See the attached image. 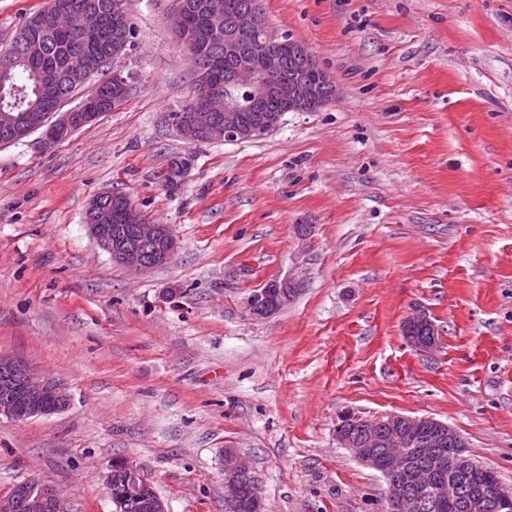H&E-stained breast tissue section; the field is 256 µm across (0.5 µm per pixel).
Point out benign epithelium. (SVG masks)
<instances>
[{
    "label": "benign epithelium",
    "mask_w": 512,
    "mask_h": 512,
    "mask_svg": "<svg viewBox=\"0 0 512 512\" xmlns=\"http://www.w3.org/2000/svg\"><path fill=\"white\" fill-rule=\"evenodd\" d=\"M201 15L207 21L198 29L199 37L211 38L208 23L224 17V0H203ZM191 16L189 2L178 0L174 14V31L181 33ZM126 13L117 8L112 20L94 9H85L70 19V34L86 38L90 32L95 39L109 36V23L119 25L125 21ZM134 39L132 28L125 30L124 36L112 43V61L124 57L131 50ZM193 63L194 91L198 101L194 112L172 116L171 123L182 139L190 143L211 141H238L262 136L276 128L282 117L281 112H269L257 121H250L247 112L255 111V105L274 97L288 105L290 112H315L328 104V98L337 97L338 88L332 77L322 69L311 48L291 38H278L267 29L262 15L261 4L248 11L233 16L230 29L224 31V91L214 87L208 78L201 76L202 60L198 52L187 48ZM286 55L297 66L299 75L284 79L275 69V55ZM70 69L77 75L75 88L84 91L85 98L77 106L65 111L64 101H59L50 111L24 118L22 115L0 114V127L9 131L19 129L18 139L22 140L35 132H41L47 144H54L71 137L76 131L96 122L105 111L103 103L118 104L131 90L132 77L118 67H112L110 81L92 82L97 69L73 59ZM122 208L125 220L132 225L133 233L127 232L119 224H112L109 203ZM86 225L91 236L112 257V260L129 271L145 273L166 266L173 260L179 242L172 228L167 224H155L136 206L104 189L92 199L86 213ZM151 242L156 246L154 261L141 260L140 247ZM305 280L297 272L268 281L264 288L250 293L244 301V311L252 320L265 319L277 312L266 305V300L278 296L281 305L292 302L304 287ZM428 326L432 336L438 330L424 311H415L404 322L405 336L418 348L413 331ZM69 403L66 388L49 377L40 376L23 362L0 355V416L13 421H25L41 415H49L65 409ZM431 423L433 436L424 440L423 455L429 466L417 468L410 464L400 451L401 431L414 429L424 423ZM385 424L391 431L373 439L387 450L389 465L383 469L387 474L388 499L402 512H416L417 501L403 494L404 484L416 483L430 488L438 482L436 473L442 469L448 472L469 473L474 463L463 455L465 444L456 430L448 424L427 417H412L390 414ZM454 448L443 452L444 442ZM340 445L348 449L363 464L377 469L379 464L365 449L356 447L349 439ZM125 476L141 486H150L142 467L129 458L119 460ZM252 468L242 457L234 459L224 476V501L226 512H235L242 485L241 478L251 475ZM488 498L491 512H512V495L497 488L482 491ZM0 512H64L59 491L35 478L16 484L12 491L0 498Z\"/></svg>",
    "instance_id": "benign-epithelium-1"
}]
</instances>
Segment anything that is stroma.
<instances>
[{"instance_id":"stroma-1","label":"stroma","mask_w":512,"mask_h":512,"mask_svg":"<svg viewBox=\"0 0 512 512\" xmlns=\"http://www.w3.org/2000/svg\"><path fill=\"white\" fill-rule=\"evenodd\" d=\"M174 7L128 0L123 104L50 147L0 145V354L70 395L0 417V497L36 477L66 512H114L130 457L168 512H224L230 450L265 512H382L383 477L336 440L348 412L445 422L512 487V0H262L339 95L194 145L170 121L192 87ZM106 188L173 228L169 265L133 273L90 237ZM296 267L299 297L246 317ZM418 310L427 351L403 333ZM305 280L298 272H289L284 277H277L268 281L263 289L251 292L244 301V311L252 320L265 319L278 311V308L267 306L265 299H271L278 296L281 299V305H287L292 302L304 287ZM267 306V307H265ZM423 326H428L432 330V336L434 337V340H432V344H430V345L423 346V345L419 344L416 339V336H423V337L430 336L429 328L418 329V330H416V336H412L413 331L417 327H423ZM404 333H405V336H407L409 338L411 343H413L416 347H418L420 349L431 348L434 345V343L436 342V338L438 336V330H437L435 324L433 323V321L426 314V312L420 311V310L413 312L411 315H409L406 318V320L404 322Z\"/></svg>"}]
</instances>
